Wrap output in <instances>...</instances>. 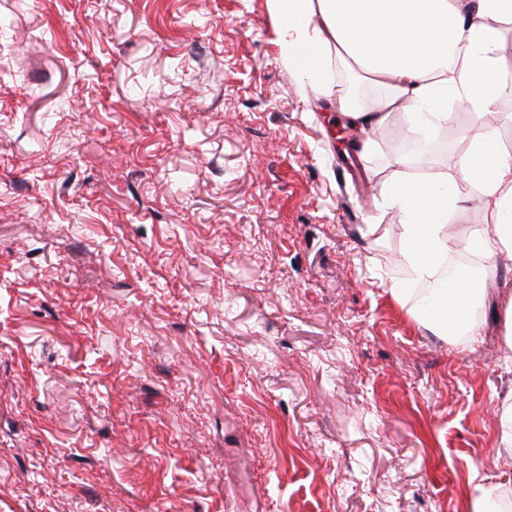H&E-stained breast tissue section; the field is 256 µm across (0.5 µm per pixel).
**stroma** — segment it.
Listing matches in <instances>:
<instances>
[{
  "label": "stroma",
  "instance_id": "35a3bbf8",
  "mask_svg": "<svg viewBox=\"0 0 512 512\" xmlns=\"http://www.w3.org/2000/svg\"><path fill=\"white\" fill-rule=\"evenodd\" d=\"M271 0H0V512L512 505L498 281L446 340L395 294L393 126L309 100ZM372 139L337 155V139Z\"/></svg>",
  "mask_w": 512,
  "mask_h": 512
}]
</instances>
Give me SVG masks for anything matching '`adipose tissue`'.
<instances>
[{"label": "adipose tissue", "instance_id": "adipose-tissue-1", "mask_svg": "<svg viewBox=\"0 0 512 512\" xmlns=\"http://www.w3.org/2000/svg\"><path fill=\"white\" fill-rule=\"evenodd\" d=\"M281 17L280 47L298 72L314 75L309 53L344 63L358 76L386 86L385 95L352 108L360 125L414 129L447 124L450 106L465 102L473 121L497 111L512 91V0H273ZM488 209L490 223L464 238L448 232V216L460 213L456 197H442L429 183L404 178L389 186L384 200L400 215L414 278L432 281L439 260L463 248L483 261L512 252V155L503 151L497 128L482 125L469 151L458 160ZM442 308L463 318L467 336H478L473 313L478 291L471 284L442 289Z\"/></svg>", "mask_w": 512, "mask_h": 512}]
</instances>
